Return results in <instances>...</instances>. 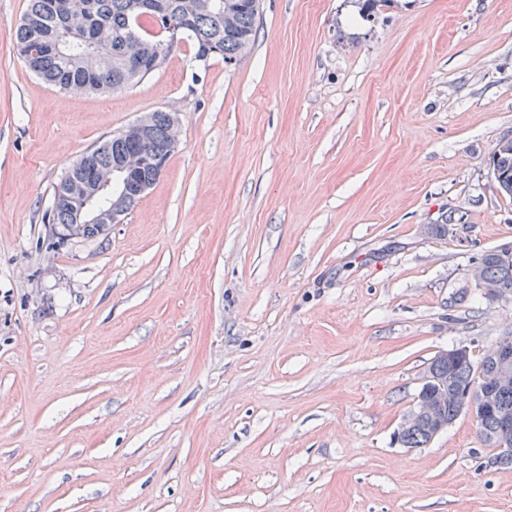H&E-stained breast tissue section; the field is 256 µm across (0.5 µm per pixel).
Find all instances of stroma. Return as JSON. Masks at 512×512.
<instances>
[{
    "label": "stroma",
    "mask_w": 512,
    "mask_h": 512,
    "mask_svg": "<svg viewBox=\"0 0 512 512\" xmlns=\"http://www.w3.org/2000/svg\"><path fill=\"white\" fill-rule=\"evenodd\" d=\"M27 4L0 0V512H512L470 416L394 439L439 351L512 331L469 278L512 244V0H261L236 64L183 42L111 93L24 65ZM155 111L154 186L56 238L72 164ZM497 148V150H496ZM495 150V151H494ZM492 161L489 158V169L493 174H498L497 182L501 193L505 197L512 198V137H503L495 145Z\"/></svg>",
    "instance_id": "obj_1"
}]
</instances>
